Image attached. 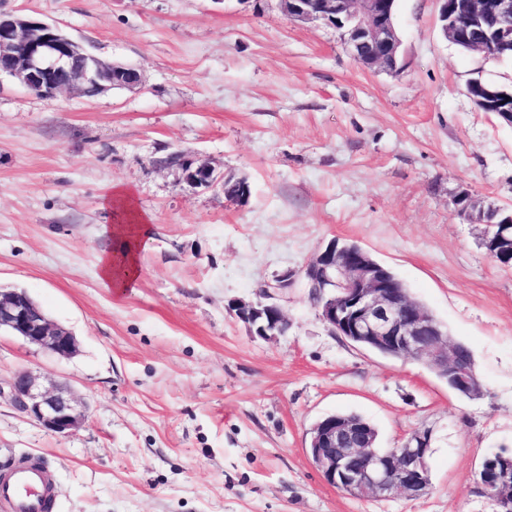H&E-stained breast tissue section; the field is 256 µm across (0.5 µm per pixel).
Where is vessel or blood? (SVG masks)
Returning a JSON list of instances; mask_svg holds the SVG:
<instances>
[{"label":"vessel or blood","instance_id":"obj_1","mask_svg":"<svg viewBox=\"0 0 512 512\" xmlns=\"http://www.w3.org/2000/svg\"><path fill=\"white\" fill-rule=\"evenodd\" d=\"M55 475L45 464L16 459L0 467V507L6 512H49Z\"/></svg>","mask_w":512,"mask_h":512}]
</instances>
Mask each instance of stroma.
Returning a JSON list of instances; mask_svg holds the SVG:
<instances>
[{"instance_id":"obj_1","label":"stroma","mask_w":512,"mask_h":512,"mask_svg":"<svg viewBox=\"0 0 512 512\" xmlns=\"http://www.w3.org/2000/svg\"><path fill=\"white\" fill-rule=\"evenodd\" d=\"M439 0H398L401 68L358 65L340 31L295 22L279 0H0L58 26L141 90L48 101L0 78V289L27 291L79 343L71 358L0 332V461L56 472L53 512H494L488 455L512 451V267L453 215L459 188L512 207V126L469 94L512 83L443 35ZM175 152L247 178L242 203L188 184ZM147 217L134 292L97 278L114 248L111 193ZM390 267L472 351L484 392L335 336L303 283L291 327L262 340L231 315L331 239ZM21 370L88 404L48 432L5 388ZM356 413L383 448L432 432L430 490L358 497L308 451L322 417Z\"/></svg>"}]
</instances>
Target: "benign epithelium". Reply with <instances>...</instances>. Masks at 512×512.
<instances>
[{"label": "benign epithelium", "instance_id": "benign-epithelium-1", "mask_svg": "<svg viewBox=\"0 0 512 512\" xmlns=\"http://www.w3.org/2000/svg\"><path fill=\"white\" fill-rule=\"evenodd\" d=\"M394 0H280L283 13L300 22L323 21L342 31L352 59L359 65L399 70L402 42L393 13ZM444 37L484 58L512 55V0H440ZM7 75L53 100L63 91L82 95L92 88L101 95L113 89L138 91L142 72L88 52L58 27L37 18L0 15V76ZM473 100L512 125V87L475 80ZM169 162L185 179L206 190L224 188L228 176L183 153ZM454 215L485 225L484 242L491 259L512 263V214L480 205L462 189L450 200ZM301 280L316 296L315 306L332 333L352 345L395 359L430 366L453 390L475 398L483 386L459 357L458 342L442 324L404 292L385 265L354 244L330 241L312 261L287 272L254 301L234 299L228 310L251 335L272 340L287 334L289 322L276 302L279 291ZM5 330L51 354L70 358L78 353L76 336L51 321L24 290H0V331ZM12 402L47 431L68 435L86 418V405L67 386L29 370L9 383ZM374 434L364 421L328 415L310 430L309 454L323 480L354 495L384 497L394 492L419 498L430 487L428 458L432 435L413 433L398 448H373ZM480 483L495 512H512V456L500 453L482 464Z\"/></svg>", "mask_w": 512, "mask_h": 512}]
</instances>
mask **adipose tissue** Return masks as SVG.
<instances>
[{
    "mask_svg": "<svg viewBox=\"0 0 512 512\" xmlns=\"http://www.w3.org/2000/svg\"><path fill=\"white\" fill-rule=\"evenodd\" d=\"M109 203L114 210L122 212L123 222L114 229L118 247L99 261L98 279L103 287L119 294L134 290L137 286L139 251L146 218L133 209L127 192H114Z\"/></svg>",
    "mask_w": 512,
    "mask_h": 512,
    "instance_id": "ef3b65f1",
    "label": "adipose tissue"
}]
</instances>
